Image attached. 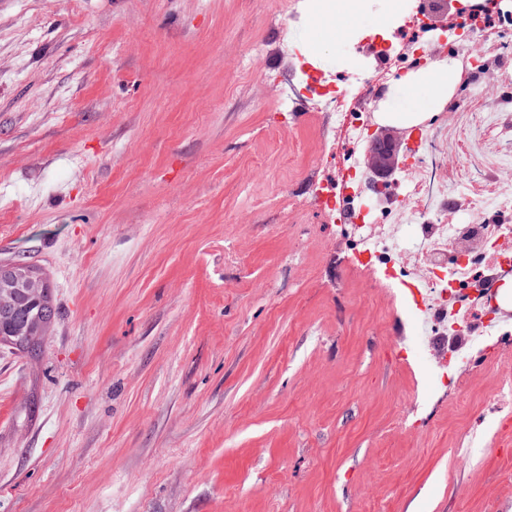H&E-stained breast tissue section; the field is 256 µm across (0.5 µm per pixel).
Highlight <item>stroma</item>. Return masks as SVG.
I'll return each instance as SVG.
<instances>
[{
    "label": "stroma",
    "mask_w": 512,
    "mask_h": 512,
    "mask_svg": "<svg viewBox=\"0 0 512 512\" xmlns=\"http://www.w3.org/2000/svg\"><path fill=\"white\" fill-rule=\"evenodd\" d=\"M282 8L0 0V263L58 311L0 346V512H512V424L464 440L491 362L431 390L305 194L332 120L277 109Z\"/></svg>",
    "instance_id": "obj_1"
}]
</instances>
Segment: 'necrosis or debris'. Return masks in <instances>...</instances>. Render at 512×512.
Here are the masks:
<instances>
[{
	"mask_svg": "<svg viewBox=\"0 0 512 512\" xmlns=\"http://www.w3.org/2000/svg\"><path fill=\"white\" fill-rule=\"evenodd\" d=\"M282 41L291 67L283 112L310 105L334 115L335 135L317 159L325 175L308 186L329 223L344 221L354 256L378 288L398 290L416 326L410 350L428 355L433 387L463 380L475 356L512 334V0H464L438 28L413 0L381 30L352 38L365 64L331 76L309 62L284 5ZM452 63L462 92L410 132L411 152L389 194L371 197L364 146L387 81ZM467 335L468 348L437 349L431 337Z\"/></svg>",
	"mask_w": 512,
	"mask_h": 512,
	"instance_id": "4bbe7bcc",
	"label": "necrosis or debris"
}]
</instances>
